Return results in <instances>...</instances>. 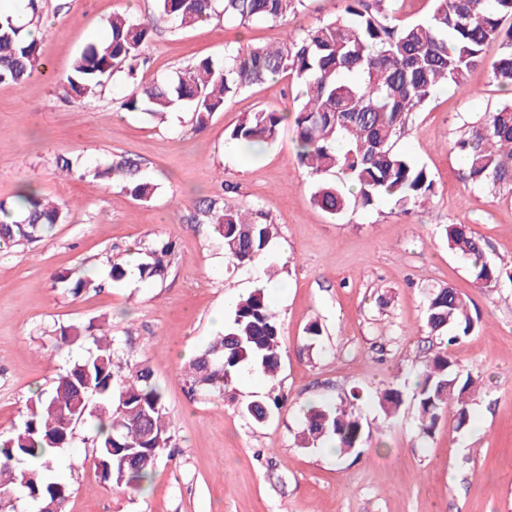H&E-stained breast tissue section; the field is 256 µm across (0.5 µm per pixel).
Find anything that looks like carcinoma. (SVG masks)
<instances>
[{
	"label": "carcinoma",
	"instance_id": "obj_1",
	"mask_svg": "<svg viewBox=\"0 0 512 512\" xmlns=\"http://www.w3.org/2000/svg\"><path fill=\"white\" fill-rule=\"evenodd\" d=\"M222 2L224 20L241 25L253 21L286 24L305 0H157L156 16L143 21L117 13L109 37L88 45L66 76L69 96L85 104L117 73L133 76L142 49L158 24L184 28L210 20L215 2ZM398 0H345L343 13L277 46L243 44L224 53V60H197L163 81L139 84L121 101V108L162 119L179 108L195 114V130L206 128L211 115L224 111L241 90L281 76L304 88L293 113L297 160L316 182L313 203L329 216L367 207L382 197L406 210L433 195L426 167L397 149L412 116L435 91L467 87L469 72L486 62L485 47L499 43L491 63L493 81L512 85V0H432L429 15L398 26ZM26 21L0 20V84L21 87L39 60V41L32 27L39 8L28 0ZM288 114L272 109L245 113L227 141L261 148L277 139ZM454 149L465 159L466 183L512 192V102L485 113L483 122L464 127ZM93 178L112 181L134 199L147 202L156 184L140 175L137 161L121 156L104 168L89 171ZM63 203L45 200L26 188L17 195L19 217L0 222V243L7 248L32 243L64 220ZM198 211L222 241L224 254L236 266L253 262L267 248L274 226L260 212L246 213L216 200L199 203ZM448 249L468 262L483 287L512 281L509 267L490 260L485 244L464 224L445 227ZM172 244L158 242L143 252L131 269L108 262L107 278L55 281L77 296L130 276L158 282L169 268ZM425 321L430 332L447 342L468 335L476 326L465 299L450 287L430 290L425 297ZM283 327L258 288L241 298L224 324L186 368L183 381L191 391H223L246 367L272 377L281 365ZM92 340L88 356L69 364L48 392L30 398L21 424L0 435V512L25 499L39 509L53 501L65 505L69 486L54 476L60 450L68 447L77 428L93 422L94 466L104 482L138 492L155 471L161 452L172 447L166 421L165 397L146 365L123 367L115 340L94 322L60 328L59 343ZM476 379L452 368L447 351H437L419 371L413 399L419 433L429 436L442 412L452 411L453 429L470 421L469 399ZM389 414L404 394L396 387L378 397ZM269 405L257 400L246 406L256 423L268 417ZM363 423L352 410L312 405L304 417L301 439L306 446L332 443L341 453L359 447Z\"/></svg>",
	"mask_w": 512,
	"mask_h": 512
}]
</instances>
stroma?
<instances>
[{"label": "stroma", "instance_id": "35a3bbf8", "mask_svg": "<svg viewBox=\"0 0 512 512\" xmlns=\"http://www.w3.org/2000/svg\"><path fill=\"white\" fill-rule=\"evenodd\" d=\"M40 7L39 68L21 88L0 86V201L14 202L28 184L67 209L49 237L0 250V433L23 420L35 391L50 390L87 353L84 344L60 345V327L104 319L122 356L153 369L176 444L174 455L160 456L146 490L126 494L96 475L92 428L78 427L56 461L71 488L67 512H512V283L477 287L445 237L446 225H468L491 260L512 261V193L463 182L460 159L448 149L463 124L512 98L489 67L470 73L468 92H436L398 143L433 179L425 204L404 212L382 200L334 219L311 200L314 184L297 161L292 124L260 153L224 151L241 113L294 112L296 82L245 89L201 131L186 109L161 121L120 109L131 90L121 74L81 106L66 95L72 60L106 37L112 14L143 20L155 15L156 0H41ZM343 8V0H308L284 26L220 17L186 29L160 25L137 79L223 59L225 48L242 43H278L286 31ZM65 151L86 169L135 159L158 190L141 202L119 186L60 175L55 158ZM205 198L266 214L275 234L255 263L230 264L211 226L197 223ZM158 241L175 246L163 282L130 279L74 297L52 280L61 272L104 275L107 258ZM270 266L283 285L268 296L285 333L277 375L262 377L257 393L239 378L220 395L188 392L181 373L222 331L215 315L225 295L247 296ZM443 286L461 293L477 320L448 347L424 321L428 289ZM314 322L322 336L307 351ZM443 348L479 386L467 428L453 430L445 418L424 438L411 392L418 369ZM391 386L405 399L388 415L378 395ZM354 391L360 448L338 455L301 447L304 409L346 404ZM259 393L285 402L255 425L241 411Z\"/></svg>", "mask_w": 512, "mask_h": 512}]
</instances>
